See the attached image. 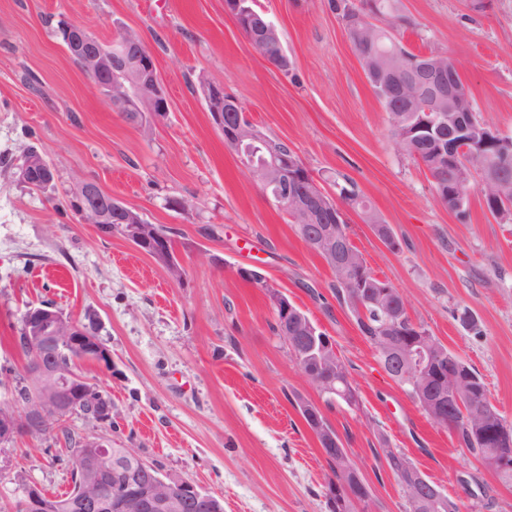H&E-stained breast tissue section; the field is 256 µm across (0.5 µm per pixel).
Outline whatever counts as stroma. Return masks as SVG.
I'll return each instance as SVG.
<instances>
[{
  "mask_svg": "<svg viewBox=\"0 0 512 512\" xmlns=\"http://www.w3.org/2000/svg\"><path fill=\"white\" fill-rule=\"evenodd\" d=\"M279 29L292 66L258 56L224 0H0V402L24 376L20 319L48 303L79 318L95 309L112 365L80 364L112 399V422L75 415L72 435L136 449L161 473L219 497L224 512H330L331 471L295 406L324 399L272 329L259 270L336 343L358 406L326 417L369 484L371 512H406L376 455L402 450L469 512H512L504 484L454 433L434 425L381 369L334 276L244 170L211 121L200 78L223 86L263 134L293 150L335 192L353 179L398 242L387 247L347 212L351 241L398 288L412 319L478 371L489 401L512 422V224L497 223L478 193L458 220L430 175L394 145L330 0H256ZM409 49L446 52L470 87L480 120L512 136V0H400ZM101 42L137 32L153 53L169 112L146 134L110 105L74 62L59 21ZM37 147L55 169L41 192L13 181L9 164ZM83 177L172 228L186 276L164 270L120 234L60 214ZM192 200L187 210L170 198ZM468 308L480 329L453 318ZM74 457L56 434L17 435L0 452V506L24 474L51 493L71 488Z\"/></svg>",
  "mask_w": 512,
  "mask_h": 512,
  "instance_id": "stroma-1",
  "label": "stroma"
}]
</instances>
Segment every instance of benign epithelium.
Here are the masks:
<instances>
[{
	"label": "benign epithelium",
	"instance_id": "7a95c632",
	"mask_svg": "<svg viewBox=\"0 0 512 512\" xmlns=\"http://www.w3.org/2000/svg\"><path fill=\"white\" fill-rule=\"evenodd\" d=\"M67 50L74 55L83 72L101 89L107 101L122 112L135 113V125L151 130L161 124L168 112V100L159 81L156 62L144 42L133 36H120L110 43L100 42L82 25L67 30ZM252 49L268 59L265 48L282 45L278 29L268 20L260 32L248 36ZM401 64L393 70L399 88L414 91V97L427 95L423 111L417 113L411 135L418 140L434 143L432 166L453 173L450 187L436 192L441 203L457 196L462 184L474 180V166L463 155L478 157L493 148V154L502 158L512 156V139L483 124L473 128L465 114L474 111L466 82L444 80L448 62L428 52L414 57L399 49L394 52ZM199 89L214 126L224 134V143L239 158L243 167L260 186L268 199L280 208H287L299 217L305 226L306 240L332 270L343 279L360 285L356 289V303L377 305L389 313L382 331L378 349L382 370L394 381L407 384L412 394L433 420L446 422L460 406L459 391L464 388L463 374L439 368L445 351L429 334L416 332L410 336L395 335L398 312L407 311L399 303L395 291L381 284L369 282L365 266L346 247L336 245V225L346 219L345 211L325 192L298 156L272 154L260 163L247 160L249 145L258 141L256 132L245 117L240 102L224 93V88L200 78ZM235 112L237 118L226 122L224 113ZM43 176V186L55 178L53 166L40 154H28L15 163L18 183L31 186L30 176L35 170ZM489 183L493 190L488 198L496 212L512 204V189H505L499 178L480 181ZM76 198V216L82 224L119 225L122 236L140 248L164 241L160 227L147 223L141 213L122 200L104 193L93 182L77 179L70 188ZM152 257L164 269L168 278L181 282L185 268L176 252L167 248L152 251ZM271 309L280 315L279 334L291 351L295 362L306 364L317 359L319 370H308L305 376L310 384L323 393H336L335 383L328 375L339 373L344 382H351L349 370L336 367V345L317 344V327L309 317L294 307L288 294L270 284L266 285ZM99 322L95 310L74 319L49 305L31 307L24 315L27 340L34 346V358L26 365L33 401L21 412L0 413V447L4 448L21 431L32 424H42L49 418L63 420L84 405L100 424L112 422V402L97 397L93 383L73 370L63 373L53 370L45 361L46 348L64 346L74 360H92L98 364L111 362V354L100 340L92 335L88 320ZM108 447L103 437L87 438L78 451L81 482L71 503L72 512H186L192 501L205 502L209 512H220V500L197 489L191 482L176 475L155 474L150 482L135 491H127L106 498L101 491V454ZM341 477L344 490L342 512H356L367 503L359 486L363 477L343 448L331 449L327 456ZM402 481L411 487L410 503L418 512H452L453 506L441 487L432 484L417 470L408 468Z\"/></svg>",
	"mask_w": 512,
	"mask_h": 512
}]
</instances>
